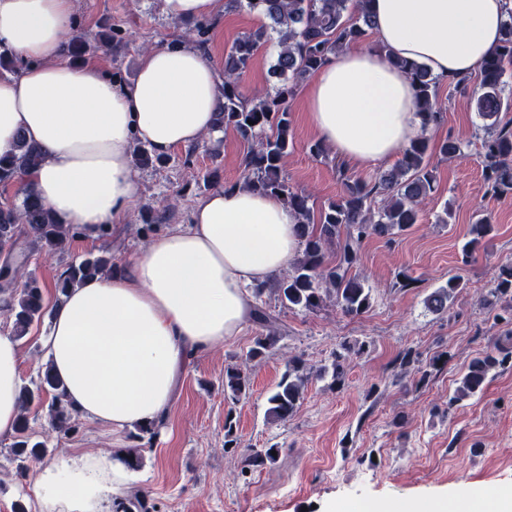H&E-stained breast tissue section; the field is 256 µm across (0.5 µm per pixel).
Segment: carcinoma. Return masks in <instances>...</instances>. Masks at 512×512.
<instances>
[{
  "mask_svg": "<svg viewBox=\"0 0 512 512\" xmlns=\"http://www.w3.org/2000/svg\"><path fill=\"white\" fill-rule=\"evenodd\" d=\"M367 0H227V7L246 10L259 16L262 23L239 37L224 57V75L220 83L223 102L218 112V126L231 128L249 144L244 157L246 177L241 185L270 192L283 200L298 217L302 242L301 255L288 273L275 277L267 285L253 289L255 297L273 294L288 309L314 312L326 299L347 316H360L372 307V289L352 273L360 258L365 239L371 236L391 237L410 229L420 221L423 202L435 192L436 178L430 157L428 132L440 125L443 112L438 97L439 80L419 64L401 62L414 88V105L422 117L421 132L402 150V156L389 171L373 180L353 178L339 170L343 189L339 196L320 210H315L310 196L295 190L283 175L292 143L290 99L297 86L323 65L329 56L343 48L364 43L374 29V21L366 7ZM276 41L279 51L271 66V76L278 83L253 97L241 89V76L260 48ZM512 77V10L508 12L500 44L481 63L472 90L475 108L487 120L480 136L479 155L487 192L495 196L512 194V126L499 125L500 113L512 108V99L504 95L506 76ZM464 143L448 136L438 144L444 158L460 154ZM43 161L40 149L19 137L12 153L0 157V183L13 182L37 168ZM76 226L58 224L50 207L32 190L24 189L18 207L0 208V253L12 256L24 234L30 243L52 254L65 248L75 236ZM490 218L480 217L470 225L471 239L463 248V258L472 248L491 236ZM336 249L335 260L327 259V251ZM112 271V258L92 256L68 265L56 284V301L68 289L84 280ZM25 279L22 288L13 284ZM493 288L483 299L484 305L500 306L512 313V262L502 264L492 279ZM463 287L460 280L432 292L426 305L434 313H444L448 301ZM0 309L13 318L12 334L24 338L34 322L45 313L43 288L39 280L26 274L24 262H7L0 267ZM253 321L262 329L247 352L254 360L275 354L281 328L277 319L261 308H255ZM512 362V340L494 342V350L482 353L466 366L458 385L448 395L452 409L465 399L481 394L489 377L497 369ZM308 376L302 360H288L276 389L268 397V415L274 421H285L298 408ZM250 389V379L241 367L230 366L224 373V396L238 400ZM48 396L52 427L67 434L74 428L77 412L63 399L60 381L51 366L38 369L31 385L21 388L20 414L16 433L8 448L9 460L18 472L42 461L48 449L29 433L27 409L36 399ZM275 447L255 451L243 457L248 467H258L274 460Z\"/></svg>",
  "mask_w": 512,
  "mask_h": 512,
  "instance_id": "cac0c4a2",
  "label": "carcinoma"
}]
</instances>
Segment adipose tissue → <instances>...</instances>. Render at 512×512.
<instances>
[{"label":"adipose tissue","instance_id":"1","mask_svg":"<svg viewBox=\"0 0 512 512\" xmlns=\"http://www.w3.org/2000/svg\"><path fill=\"white\" fill-rule=\"evenodd\" d=\"M374 46L330 56L307 89L320 142L361 168L393 160L420 131L414 89L397 60L443 82L474 73L498 45L512 0H368ZM75 0H0V41L26 66L0 78V155L17 137L43 151L29 187L58 223L96 240L124 223L138 190L132 143L154 155L199 143L220 92L213 63L183 43L142 53L131 83L97 63L71 65ZM301 250L294 214L274 194L219 188L189 223L151 238L127 269L85 280L52 305L41 342L70 407L113 434L164 417L182 364L241 333L253 288ZM21 347L0 331V437L20 408ZM121 452L75 453L42 469L40 512H108L127 482Z\"/></svg>","mask_w":512,"mask_h":512}]
</instances>
